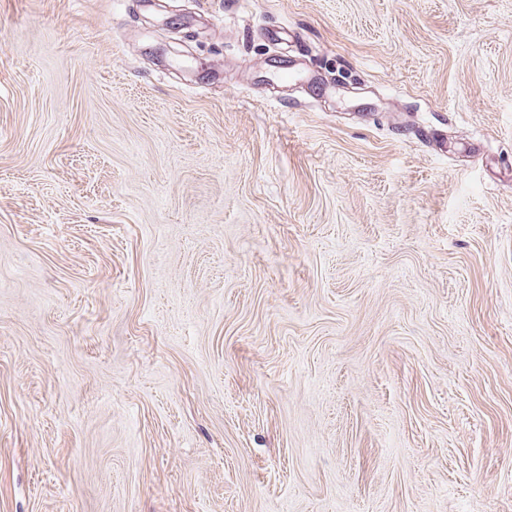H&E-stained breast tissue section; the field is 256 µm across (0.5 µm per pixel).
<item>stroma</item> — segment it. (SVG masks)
Here are the masks:
<instances>
[{"instance_id": "1", "label": "stroma", "mask_w": 512, "mask_h": 512, "mask_svg": "<svg viewBox=\"0 0 512 512\" xmlns=\"http://www.w3.org/2000/svg\"><path fill=\"white\" fill-rule=\"evenodd\" d=\"M158 2L0 0V512H512V0Z\"/></svg>"}]
</instances>
